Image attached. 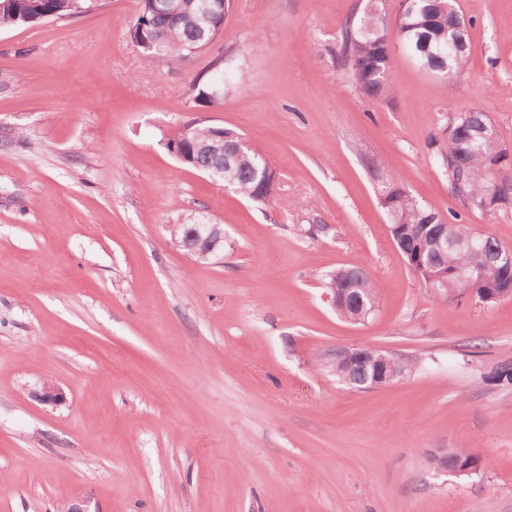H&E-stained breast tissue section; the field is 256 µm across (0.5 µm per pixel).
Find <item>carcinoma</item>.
I'll use <instances>...</instances> for the list:
<instances>
[{"mask_svg":"<svg viewBox=\"0 0 512 512\" xmlns=\"http://www.w3.org/2000/svg\"><path fill=\"white\" fill-rule=\"evenodd\" d=\"M172 0H137L136 17L127 37L135 47L153 43L160 47L166 61L177 64L224 37V6L221 0H209L210 12L200 9L201 0H183L180 11L172 12ZM97 7L96 0H9L0 14V29L19 24H33L88 13ZM399 43L416 64L426 72L451 82L464 71L470 57V44L463 18L455 0H407L395 20L389 24L382 0H368L360 23L346 28L342 38L341 61L347 66L353 85L372 96L389 95L395 87L389 63L390 45ZM225 64L212 69L206 79H196L190 87L191 99L199 106H211L224 97ZM214 134V126L196 118L182 124L167 140L178 144L187 155L184 165L209 171L224 165V185L250 201L265 205L276 194L273 177L278 171L254 146H243L238 155L230 153L219 159L205 150ZM430 158L448 182V189L458 197L465 210L480 212L491 218L512 213V177H496L493 165L502 163L509 152L502 148L497 128L480 109H450L441 126L429 136ZM394 175H380L381 202L386 209L392 238L411 270L435 293L448 300L465 296L466 289H477L476 301L484 302L488 293L494 301L512 299V265L497 262L485 266L480 278L467 283L464 276L472 264L471 255L460 248L445 252L435 249L441 235L453 238L461 224L429 209L416 197L397 186ZM198 233L196 224L178 225L172 242L184 247ZM447 273L432 281L434 271ZM349 288L361 296L364 305L349 302L336 304V313L350 321H362L377 305V293L369 273L362 268H341L327 274L325 287ZM340 379L346 372L344 358L332 363ZM371 370L357 366L352 386ZM486 379L502 386H512V364L492 368ZM481 459L469 448L448 455V469L469 466L478 469Z\"/></svg>","mask_w":512,"mask_h":512,"instance_id":"obj_1","label":"carcinoma"}]
</instances>
